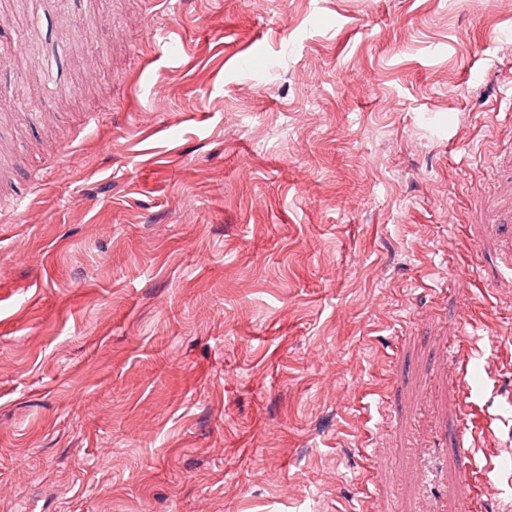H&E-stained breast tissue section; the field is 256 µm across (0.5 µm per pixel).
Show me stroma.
Segmentation results:
<instances>
[{
  "label": "stroma",
  "mask_w": 512,
  "mask_h": 512,
  "mask_svg": "<svg viewBox=\"0 0 512 512\" xmlns=\"http://www.w3.org/2000/svg\"><path fill=\"white\" fill-rule=\"evenodd\" d=\"M2 51L0 512L512 504V0H0Z\"/></svg>",
  "instance_id": "35a3bbf8"
}]
</instances>
